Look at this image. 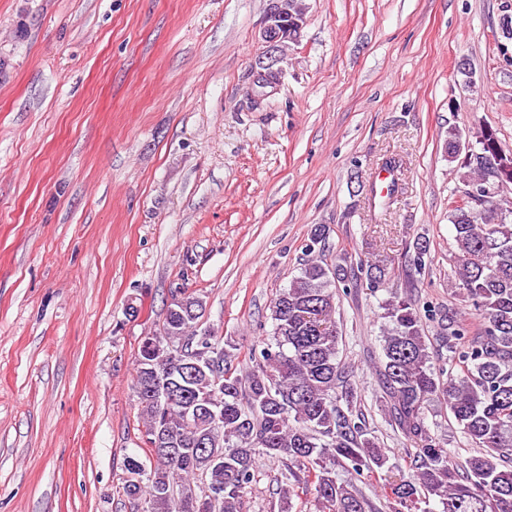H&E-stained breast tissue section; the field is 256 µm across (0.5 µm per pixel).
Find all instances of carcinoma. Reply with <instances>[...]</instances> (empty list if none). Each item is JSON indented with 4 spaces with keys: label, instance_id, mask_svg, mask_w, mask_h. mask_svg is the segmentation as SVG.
<instances>
[{
    "label": "carcinoma",
    "instance_id": "cac0c4a2",
    "mask_svg": "<svg viewBox=\"0 0 512 512\" xmlns=\"http://www.w3.org/2000/svg\"><path fill=\"white\" fill-rule=\"evenodd\" d=\"M510 160L496 131L485 128L463 157L460 179L480 184L490 166ZM450 222L452 292L479 324L469 327L456 306L397 295L385 302L380 403L415 453L412 478L386 483L383 497L393 512L423 496L439 499L442 512H512V204L470 202L454 208ZM327 235L324 225L313 226L306 251H327ZM356 269L370 292L385 287L378 262L360 259ZM350 275L337 260L302 263L276 298L272 335L252 349L255 366L244 374L224 337L198 327V296L171 301L135 361L144 437L157 443L149 466L126 458L124 492L144 502L141 512H240L261 455L288 461V475L313 491L315 512H378L332 470L342 463L357 478L389 462L367 436L362 395L339 355L337 284ZM425 321L448 349L447 369L432 362ZM435 398L477 448L461 464L425 423V403Z\"/></svg>",
    "mask_w": 512,
    "mask_h": 512
}]
</instances>
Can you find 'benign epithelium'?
<instances>
[{
  "label": "benign epithelium",
  "instance_id": "obj_1",
  "mask_svg": "<svg viewBox=\"0 0 512 512\" xmlns=\"http://www.w3.org/2000/svg\"><path fill=\"white\" fill-rule=\"evenodd\" d=\"M306 21V14L292 12L290 0H269L261 29L263 51L254 68L256 86L264 88L273 85L271 76H277L281 72V68L277 67L279 59L275 57L274 52L280 50V46L285 42H298ZM509 183L512 184V179L507 181L500 177L497 181L482 187L466 186L464 192L473 200L487 201L494 198L491 187L501 189Z\"/></svg>",
  "mask_w": 512,
  "mask_h": 512
}]
</instances>
